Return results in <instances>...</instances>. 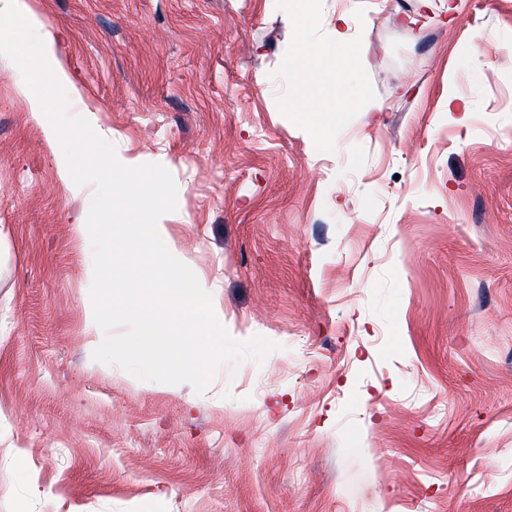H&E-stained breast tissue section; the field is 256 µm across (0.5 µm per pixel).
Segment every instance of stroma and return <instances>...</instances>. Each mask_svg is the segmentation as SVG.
<instances>
[{
    "label": "stroma",
    "instance_id": "stroma-1",
    "mask_svg": "<svg viewBox=\"0 0 512 512\" xmlns=\"http://www.w3.org/2000/svg\"><path fill=\"white\" fill-rule=\"evenodd\" d=\"M30 5L69 114L172 174L227 333L278 348L201 393L93 360L95 188L0 55V512H512V0ZM342 15L335 123L288 111ZM336 40L340 46L338 53L331 54L326 50L302 49L300 53L301 60L304 64L310 65L319 71L324 69L328 71L346 70L363 61L362 58L359 59L346 50L347 41L345 35L339 30H336Z\"/></svg>",
    "mask_w": 512,
    "mask_h": 512
}]
</instances>
